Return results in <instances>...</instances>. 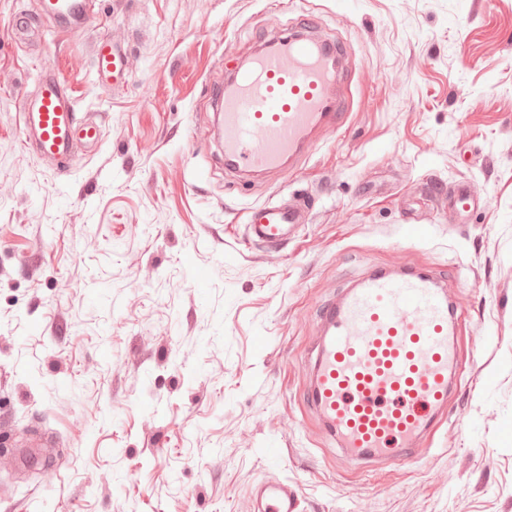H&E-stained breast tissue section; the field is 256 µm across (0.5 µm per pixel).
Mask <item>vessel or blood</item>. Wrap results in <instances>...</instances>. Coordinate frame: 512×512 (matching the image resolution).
<instances>
[{"instance_id":"obj_1","label":"vessel or blood","mask_w":512,"mask_h":512,"mask_svg":"<svg viewBox=\"0 0 512 512\" xmlns=\"http://www.w3.org/2000/svg\"><path fill=\"white\" fill-rule=\"evenodd\" d=\"M40 10L70 34L90 21L88 0H40ZM345 55L340 41L297 21L263 43L215 98L225 168L240 175L300 171L319 133L345 124ZM94 59L101 82L128 79L122 46L100 39ZM20 115L26 139L50 161L100 138L99 124L79 118L71 90L47 65ZM447 201L461 214L479 207L462 184ZM310 210L304 198L249 207L247 238L258 246L287 244ZM459 318L439 275L429 270L370 273L323 308L322 336L308 357L307 399L349 460L415 464L427 456L420 440L448 404L458 365L450 335ZM297 500L288 483H266L256 491L254 512H297Z\"/></svg>"}]
</instances>
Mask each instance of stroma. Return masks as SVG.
Segmentation results:
<instances>
[{"label":"stroma","mask_w":512,"mask_h":512,"mask_svg":"<svg viewBox=\"0 0 512 512\" xmlns=\"http://www.w3.org/2000/svg\"><path fill=\"white\" fill-rule=\"evenodd\" d=\"M90 10L64 37L38 0H0V512H249L264 481L299 512H512V0ZM20 14L42 40L12 39ZM301 14L346 47V126L298 175L234 176L205 89ZM101 38L128 52L121 90ZM46 64L102 128L62 171L18 123ZM460 181L474 215L423 201ZM295 190L316 199L298 237L249 244L245 210ZM404 266L462 309L459 370L432 458L363 468L306 405L307 356L319 308ZM95 70L102 83H118L129 78L127 51L118 44H113L105 38L97 43L94 50Z\"/></svg>","instance_id":"1"}]
</instances>
